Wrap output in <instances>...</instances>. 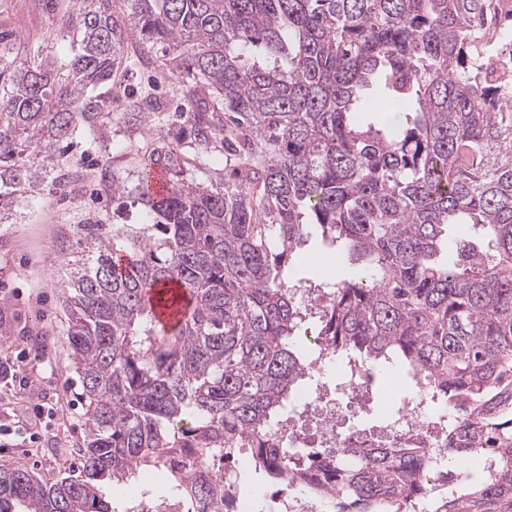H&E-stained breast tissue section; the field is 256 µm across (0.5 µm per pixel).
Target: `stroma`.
Wrapping results in <instances>:
<instances>
[{
    "label": "stroma",
    "mask_w": 512,
    "mask_h": 512,
    "mask_svg": "<svg viewBox=\"0 0 512 512\" xmlns=\"http://www.w3.org/2000/svg\"><path fill=\"white\" fill-rule=\"evenodd\" d=\"M60 11L52 0H0V29L40 42L62 43ZM112 82L126 93L151 92L163 102L174 132L191 106L171 98L170 84L153 65L130 60ZM104 111L96 131L78 129L77 156L82 181L59 189L44 184L37 198L22 202L0 224V466H19L53 480L79 464L77 448L87 412L64 333L65 311L59 283L80 257L86 224H138L143 209L129 198L113 197V175L135 179L145 151L135 136L123 101L102 94ZM123 149L110 170L99 161L108 144ZM171 178L224 187V149L214 143L203 165L171 164Z\"/></svg>",
    "instance_id": "1"
}]
</instances>
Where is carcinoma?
<instances>
[{
	"label": "carcinoma",
	"instance_id": "1",
	"mask_svg": "<svg viewBox=\"0 0 512 512\" xmlns=\"http://www.w3.org/2000/svg\"><path fill=\"white\" fill-rule=\"evenodd\" d=\"M64 0L70 51L0 38V224L64 187L75 113L94 127L129 48L189 81L188 164L224 135V190L169 181L149 161L130 192L142 224H87L88 259L62 285L66 336L87 404L81 468L54 482L0 466V512H115L102 485L141 471L163 481L125 512H238L259 479L320 512H512V444L483 480L423 483L435 449L273 446L308 368L399 371L428 406L459 419L456 469L496 430L512 434V101L480 40L492 0ZM384 97L376 120L365 91ZM126 112L168 137L149 96ZM482 229L448 237V226ZM316 228L357 256L358 276L325 269L317 312L288 267ZM189 304L163 325L165 289ZM312 321L320 344L301 331ZM250 466L234 470L242 450Z\"/></svg>",
	"mask_w": 512,
	"mask_h": 512
}]
</instances>
